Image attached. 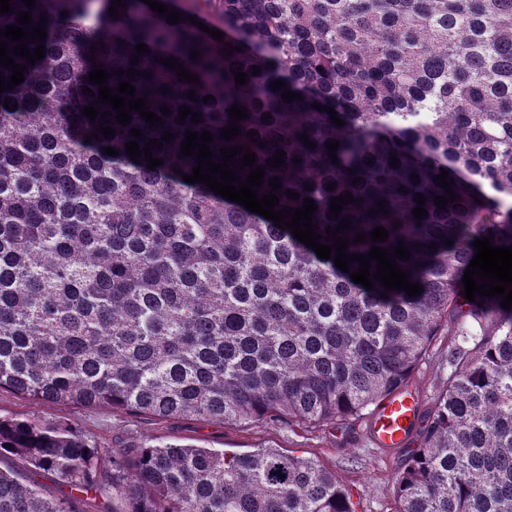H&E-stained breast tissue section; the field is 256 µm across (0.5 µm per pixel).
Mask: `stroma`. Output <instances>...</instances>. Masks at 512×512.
<instances>
[{
    "label": "stroma",
    "mask_w": 512,
    "mask_h": 512,
    "mask_svg": "<svg viewBox=\"0 0 512 512\" xmlns=\"http://www.w3.org/2000/svg\"><path fill=\"white\" fill-rule=\"evenodd\" d=\"M449 333L435 338L422 364L412 374L409 385L423 407H430L448 377ZM0 414H18L53 421L71 418L91 439L103 443L113 453H124L134 442L157 441L192 443L203 447L246 451L273 447L313 458L331 471L337 481L348 486L358 502V512H394L395 488L401 454L376 448L366 436L365 426H357L351 436L339 435L333 425L313 431L290 428L287 423L230 425L198 422L185 418L162 421L139 419L120 409L100 406L93 409L59 405L0 391Z\"/></svg>",
    "instance_id": "stroma-1"
}]
</instances>
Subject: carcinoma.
Wrapping results in <instances>:
<instances>
[{
    "label": "carcinoma",
    "mask_w": 512,
    "mask_h": 512,
    "mask_svg": "<svg viewBox=\"0 0 512 512\" xmlns=\"http://www.w3.org/2000/svg\"><path fill=\"white\" fill-rule=\"evenodd\" d=\"M111 2L35 0L30 10L11 0L14 12L0 14V29L21 11H32L35 27L47 16L45 57H14L25 80L0 93V391L151 419L286 418L305 431L348 430L407 384L449 329L448 379L423 412L417 447L404 449L395 512H512V309L497 296L464 299L462 283L475 240L512 246V0H158L181 13L176 25L142 0H122L115 19ZM190 17L207 18L222 41ZM139 43L151 53L132 65ZM230 44L239 50L228 56ZM172 56L197 84L160 63ZM94 65L135 71L112 73L107 86L130 82L164 124L133 110L119 125L106 104L112 117L90 120L82 109L98 101ZM237 68L247 84H235ZM277 79L286 89L271 90ZM287 89L303 100L284 102ZM207 94L214 99L205 103ZM235 103L249 114L237 124L228 114ZM181 106L192 110L183 120ZM107 121L112 138L99 131ZM232 124L241 135L223 139ZM132 128L141 149L174 135L151 148L162 165L127 156ZM188 130L212 133L215 162L222 147L255 152L258 194L280 179L275 210L314 199L321 236L347 217L343 238L384 227L387 241L346 252L407 246L410 260L397 264L420 294L376 280L369 291L289 229L184 181L196 166L181 154ZM329 141L340 142L335 164ZM108 146L119 154H105ZM279 149L285 164L274 169L266 160ZM443 169L456 199L441 209ZM346 190L354 202L331 217V198ZM418 193L422 220L412 214ZM2 462L0 512H86L85 499L27 484L26 472L85 494L107 491L109 512L358 506L352 490L301 455L152 439L114 455L67 418L0 416Z\"/></svg>",
    "instance_id": "cac0c4a2"
}]
</instances>
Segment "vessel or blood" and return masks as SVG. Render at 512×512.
Returning a JSON list of instances; mask_svg holds the SVG:
<instances>
[{
  "label": "vessel or blood",
  "mask_w": 512,
  "mask_h": 512,
  "mask_svg": "<svg viewBox=\"0 0 512 512\" xmlns=\"http://www.w3.org/2000/svg\"><path fill=\"white\" fill-rule=\"evenodd\" d=\"M421 413L422 403L410 387L395 390L369 418L368 432L373 443L387 451L407 447L416 433Z\"/></svg>",
  "instance_id": "vessel-or-blood-1"
}]
</instances>
